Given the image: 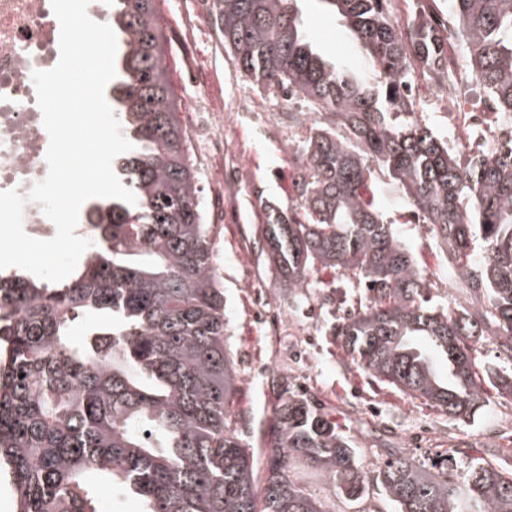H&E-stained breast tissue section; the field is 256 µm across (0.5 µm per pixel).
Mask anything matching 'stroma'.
I'll return each mask as SVG.
<instances>
[{
    "label": "stroma",
    "mask_w": 512,
    "mask_h": 512,
    "mask_svg": "<svg viewBox=\"0 0 512 512\" xmlns=\"http://www.w3.org/2000/svg\"><path fill=\"white\" fill-rule=\"evenodd\" d=\"M309 41L329 60L361 78L371 72L364 54L345 27L321 0L301 4ZM399 26L414 16L440 19L437 34L448 51L456 78L455 107L445 93L423 77L414 81L417 110L454 150L470 154L477 143L497 144L512 118L490 111L487 95L468 70L466 51L450 23L449 0H390ZM157 24L164 37L169 81L176 86L179 119L188 133L197 173L198 201L213 226V249L224 285L228 345L238 373L230 412L243 442L263 464L261 441L279 403L298 394L313 400L350 435L367 470L384 459L391 440L418 457L460 444L491 461L512 462V398L499 397L483 384L481 406L474 415L455 418L386 388L356 366L334 336L336 320L365 302L357 277L344 272L312 273L305 288L289 287L270 264L259 231L267 205L285 209L295 203L296 151L309 125L295 122L304 106L295 99L256 91L232 67L215 28L211 10L199 0H155ZM207 99L213 124L224 147L213 150L201 129L197 99ZM376 202L400 240L416 257L426 279L427 294L449 308L476 306L477 301L455 276L448 248L430 224H420L389 178H378ZM288 316V342L300 354L283 363L271 329L258 318L263 307ZM300 479L329 512H393L390 502L374 497L350 508L332 483L306 470Z\"/></svg>",
    "instance_id": "stroma-1"
}]
</instances>
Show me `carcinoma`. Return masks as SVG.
Returning a JSON list of instances; mask_svg holds the SVG:
<instances>
[{"label": "carcinoma", "mask_w": 512, "mask_h": 512, "mask_svg": "<svg viewBox=\"0 0 512 512\" xmlns=\"http://www.w3.org/2000/svg\"><path fill=\"white\" fill-rule=\"evenodd\" d=\"M103 2L120 42L112 105L134 145L113 170L136 205H90L93 245L64 282L0 273V473L15 512H98L104 488L141 512H329L298 480L301 468L330 479L351 506L378 492L395 512H512V468L470 448L422 458L388 448L371 474L351 437L296 395L269 425L256 481L229 412L238 375L224 287L154 0ZM299 2L214 0L241 76L321 119L300 145L296 204L269 207L260 227L275 270L290 288L320 266L362 278L364 308L333 334L387 386L456 417L471 414L486 382L511 397L512 371L482 363L476 344L488 336L512 362V138L464 162L416 117V69L434 85L454 81L426 18L401 30L388 0H322L355 34L372 87L308 41ZM450 4L472 79L492 111L511 113L512 0ZM377 171L434 225L480 306L450 311L424 298L422 269L375 204Z\"/></svg>", "instance_id": "carcinoma-1"}]
</instances>
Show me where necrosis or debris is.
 Wrapping results in <instances>:
<instances>
[{
    "label": "necrosis or debris",
    "instance_id": "obj_1",
    "mask_svg": "<svg viewBox=\"0 0 512 512\" xmlns=\"http://www.w3.org/2000/svg\"><path fill=\"white\" fill-rule=\"evenodd\" d=\"M50 0H0V190L26 194L48 172L49 135L31 75L54 67Z\"/></svg>",
    "mask_w": 512,
    "mask_h": 512
}]
</instances>
